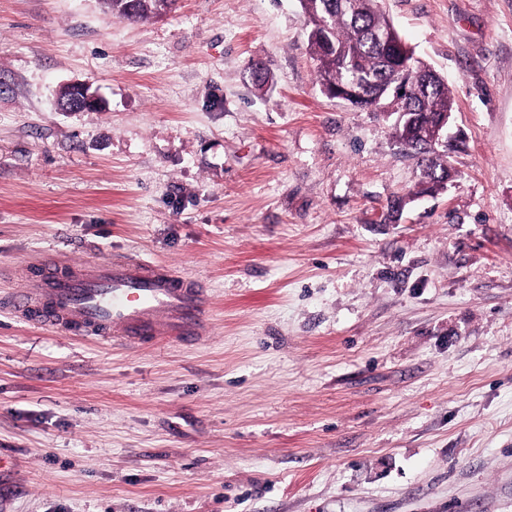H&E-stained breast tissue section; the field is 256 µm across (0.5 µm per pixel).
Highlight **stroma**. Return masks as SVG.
I'll use <instances>...</instances> for the list:
<instances>
[{"label":"stroma","instance_id":"1","mask_svg":"<svg viewBox=\"0 0 512 512\" xmlns=\"http://www.w3.org/2000/svg\"><path fill=\"white\" fill-rule=\"evenodd\" d=\"M378 5L448 84L436 193L299 0H0V512H512V0ZM50 253L196 278L205 337L17 320ZM102 3L118 18L142 22L167 16L175 10L177 0H102ZM73 95L65 106L66 112H84L96 110L100 105V99L92 85L87 82L69 83L65 85Z\"/></svg>","mask_w":512,"mask_h":512}]
</instances>
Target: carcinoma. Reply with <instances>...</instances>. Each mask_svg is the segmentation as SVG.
<instances>
[{
	"instance_id": "1",
	"label": "carcinoma",
	"mask_w": 512,
	"mask_h": 512,
	"mask_svg": "<svg viewBox=\"0 0 512 512\" xmlns=\"http://www.w3.org/2000/svg\"><path fill=\"white\" fill-rule=\"evenodd\" d=\"M309 23L307 43L317 62L320 84L360 90L368 98L361 109H383L394 116V134L404 150L417 156L423 184L429 192L443 188L448 177L445 153L431 148L436 122L450 116L448 85L414 57L398 47L402 62L388 59L375 39L392 24L377 0H362L355 9L340 10L336 0H299ZM112 15L131 22L162 18L175 10L177 0H102Z\"/></svg>"
}]
</instances>
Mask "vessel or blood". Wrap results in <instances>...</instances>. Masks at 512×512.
I'll use <instances>...</instances> for the list:
<instances>
[{
  "instance_id": "1",
  "label": "vessel or blood",
  "mask_w": 512,
  "mask_h": 512,
  "mask_svg": "<svg viewBox=\"0 0 512 512\" xmlns=\"http://www.w3.org/2000/svg\"><path fill=\"white\" fill-rule=\"evenodd\" d=\"M12 311L45 328L136 344L202 339L209 300L195 280L133 255L107 264L50 257L15 294Z\"/></svg>"
}]
</instances>
